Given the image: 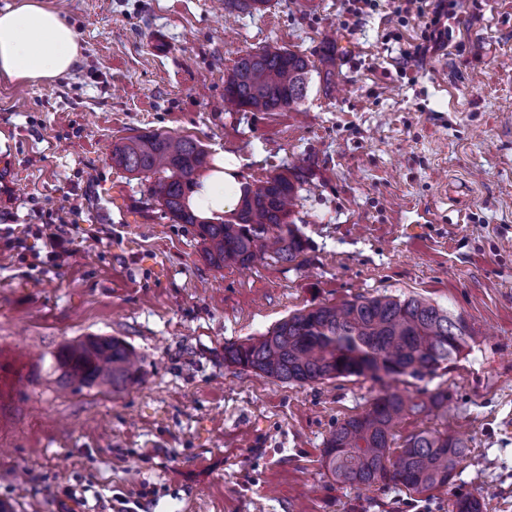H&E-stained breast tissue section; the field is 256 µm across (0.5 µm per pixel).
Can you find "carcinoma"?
Segmentation results:
<instances>
[{"mask_svg":"<svg viewBox=\"0 0 512 512\" xmlns=\"http://www.w3.org/2000/svg\"><path fill=\"white\" fill-rule=\"evenodd\" d=\"M269 0H225L227 7L251 13ZM311 80L308 60L293 51L263 47L239 57L224 75V104L236 109L273 112L299 105ZM208 152L195 140L148 131L112 148V163L149 182L150 195L176 224L196 227L209 264L247 267L257 260L293 263L306 239L291 220L303 179L287 170L247 186L235 211L220 222L199 220L186 204ZM466 320L418 297H357L302 310L266 333L224 347V366L251 369L269 379L309 384L341 377L396 382L418 361L423 379L469 347ZM63 387L76 391L106 388L119 393L141 382L140 358L114 337L87 336L61 345L54 353ZM448 412V390L421 398L386 388L361 414L330 431L323 467L343 485L369 490L391 483L409 492L449 485L469 452V439L446 428L424 429L395 446L399 425L410 416ZM455 512H483L484 499L455 496Z\"/></svg>","mask_w":512,"mask_h":512,"instance_id":"1","label":"carcinoma"}]
</instances>
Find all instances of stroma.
<instances>
[{"label":"stroma","instance_id":"35a3bbf8","mask_svg":"<svg viewBox=\"0 0 512 512\" xmlns=\"http://www.w3.org/2000/svg\"><path fill=\"white\" fill-rule=\"evenodd\" d=\"M80 56L54 83H0V500L16 512H451L484 495L512 512V0H455L452 34L395 66L425 20L394 0L355 18L347 0H270L225 16L224 0H46ZM170 35L168 56L149 46ZM293 109L224 105L245 51L318 62ZM231 150L247 184L288 168L306 182L293 219L299 263L209 265L191 225L171 221L112 147L147 131ZM74 252L52 259L46 225ZM420 296L474 337L409 391L447 388V420L470 451L433 496L341 485L322 465L337 423L382 389L362 377L298 386L224 365V348L301 309L358 295ZM115 337L142 382L61 390L66 341Z\"/></svg>","mask_w":512,"mask_h":512}]
</instances>
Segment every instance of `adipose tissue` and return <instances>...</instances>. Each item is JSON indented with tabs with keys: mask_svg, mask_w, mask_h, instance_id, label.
Returning <instances> with one entry per match:
<instances>
[{
	"mask_svg": "<svg viewBox=\"0 0 512 512\" xmlns=\"http://www.w3.org/2000/svg\"><path fill=\"white\" fill-rule=\"evenodd\" d=\"M78 56L74 27L42 0H12L0 8V82L50 83L70 73ZM244 189L239 156L224 150L198 179L187 204L200 220L214 221L234 210Z\"/></svg>",
	"mask_w": 512,
	"mask_h": 512,
	"instance_id": "1",
	"label": "adipose tissue"
}]
</instances>
